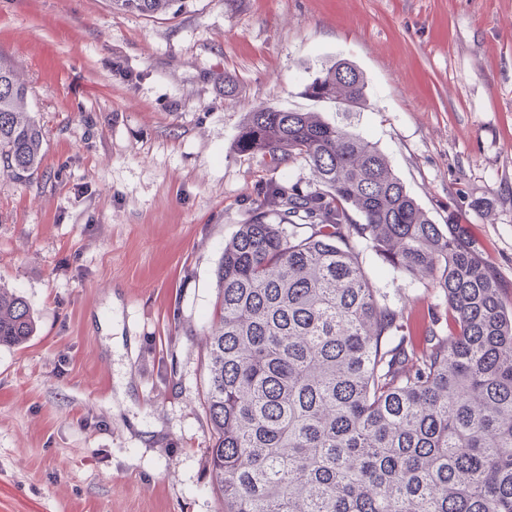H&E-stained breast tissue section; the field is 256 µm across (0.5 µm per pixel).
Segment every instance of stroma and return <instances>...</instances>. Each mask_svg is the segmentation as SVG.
<instances>
[{"mask_svg": "<svg viewBox=\"0 0 512 512\" xmlns=\"http://www.w3.org/2000/svg\"><path fill=\"white\" fill-rule=\"evenodd\" d=\"M0 57L45 131L28 183L0 173V283L35 331L0 346V512H222L207 459L206 325L224 243L273 178L235 139L258 105L321 113L457 225L512 303V0H0ZM348 60L368 107L303 96ZM234 91L225 94V80ZM368 277L416 325L430 282ZM186 2L187 0H112V7L146 16L160 13L177 15L185 8Z\"/></svg>", "mask_w": 512, "mask_h": 512, "instance_id": "35a3bbf8", "label": "stroma"}]
</instances>
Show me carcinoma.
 Returning <instances> with one entry per match:
<instances>
[{
  "instance_id": "carcinoma-1",
  "label": "carcinoma",
  "mask_w": 512,
  "mask_h": 512,
  "mask_svg": "<svg viewBox=\"0 0 512 512\" xmlns=\"http://www.w3.org/2000/svg\"><path fill=\"white\" fill-rule=\"evenodd\" d=\"M186 2L112 7L176 15ZM304 93L338 112L368 101L346 60ZM27 98L0 60V171L21 182L42 163ZM235 148L303 161L315 187L262 182L214 270L204 405L224 512H512V306L466 236L442 232L376 146L317 112L258 106ZM366 251L432 281L448 334L437 315L412 328L366 274ZM32 332L26 298L0 287V345Z\"/></svg>"
}]
</instances>
